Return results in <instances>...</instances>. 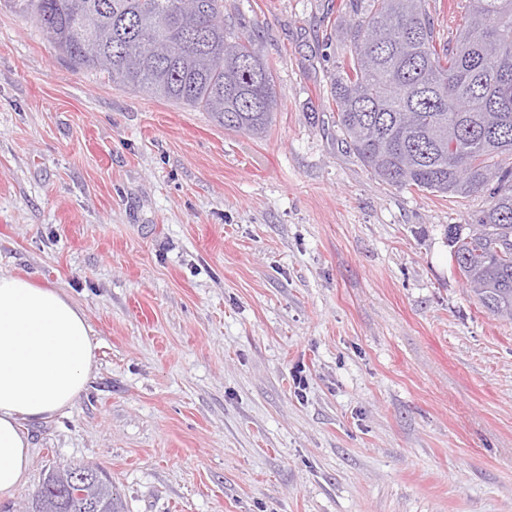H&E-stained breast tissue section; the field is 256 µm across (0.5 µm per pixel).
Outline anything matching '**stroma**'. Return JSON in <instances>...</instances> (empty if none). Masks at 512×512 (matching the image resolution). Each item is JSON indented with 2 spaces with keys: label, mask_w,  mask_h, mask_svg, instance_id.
<instances>
[{
  "label": "stroma",
  "mask_w": 512,
  "mask_h": 512,
  "mask_svg": "<svg viewBox=\"0 0 512 512\" xmlns=\"http://www.w3.org/2000/svg\"><path fill=\"white\" fill-rule=\"evenodd\" d=\"M339 4L224 0L273 70L262 137L73 70L0 8V273L62 289L96 346L72 405L25 423L0 512L65 464L123 512H512V322L444 234L489 197L391 188L350 151Z\"/></svg>",
  "instance_id": "1"
}]
</instances>
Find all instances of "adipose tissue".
I'll return each mask as SVG.
<instances>
[{
  "label": "adipose tissue",
  "instance_id": "1",
  "mask_svg": "<svg viewBox=\"0 0 512 512\" xmlns=\"http://www.w3.org/2000/svg\"><path fill=\"white\" fill-rule=\"evenodd\" d=\"M91 333L62 290L0 274V498L28 476L23 422L60 413L83 390L95 362Z\"/></svg>",
  "mask_w": 512,
  "mask_h": 512
}]
</instances>
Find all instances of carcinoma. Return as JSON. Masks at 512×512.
<instances>
[{"mask_svg":"<svg viewBox=\"0 0 512 512\" xmlns=\"http://www.w3.org/2000/svg\"><path fill=\"white\" fill-rule=\"evenodd\" d=\"M3 0L36 21L76 70L203 110L261 135L278 98L251 36L224 25V0ZM440 33L429 0H343L334 35L347 47L328 72L336 126L381 184L467 198L488 191L475 224H450L451 259L490 314L512 320V0H466ZM495 39L496 54L485 44ZM41 484L33 512H121L105 473L78 498Z\"/></svg>","mask_w":512,"mask_h":512,"instance_id":"cac0c4a2","label":"carcinoma"}]
</instances>
